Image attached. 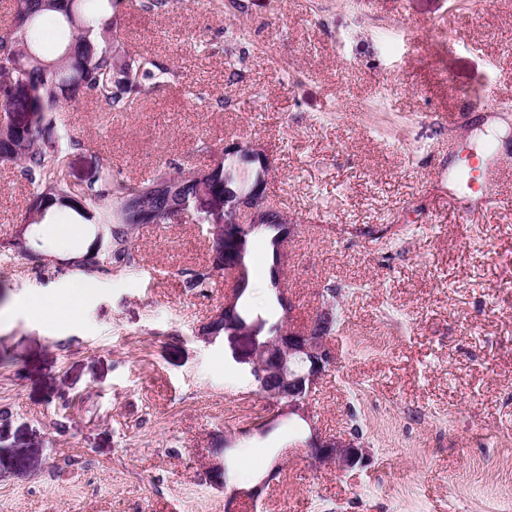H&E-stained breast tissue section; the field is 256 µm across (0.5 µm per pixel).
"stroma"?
Instances as JSON below:
<instances>
[{"label": "stroma", "instance_id": "1", "mask_svg": "<svg viewBox=\"0 0 512 512\" xmlns=\"http://www.w3.org/2000/svg\"><path fill=\"white\" fill-rule=\"evenodd\" d=\"M117 32L179 77L131 112L65 108L70 181L265 149L266 193L295 227L293 323L336 286V364L311 421L276 416L223 339L197 334L232 287L185 286L210 261L205 226L145 225L136 269L84 273L69 261L97 226L28 224L33 189L0 163V512H512V176L466 223L435 176L489 128L512 151V5L171 0L128 7ZM486 83L508 106L490 122ZM270 266L253 240L243 306L273 322ZM82 282L78 320L33 309ZM315 430L360 432L369 459L314 464Z\"/></svg>", "mask_w": 512, "mask_h": 512}]
</instances>
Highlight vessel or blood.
I'll use <instances>...</instances> for the list:
<instances>
[{
  "mask_svg": "<svg viewBox=\"0 0 512 512\" xmlns=\"http://www.w3.org/2000/svg\"><path fill=\"white\" fill-rule=\"evenodd\" d=\"M464 163V169L449 170L448 190L465 220L495 197L502 168L495 155L485 152L466 155Z\"/></svg>",
  "mask_w": 512,
  "mask_h": 512,
  "instance_id": "b4317fda",
  "label": "vessel or blood"
}]
</instances>
